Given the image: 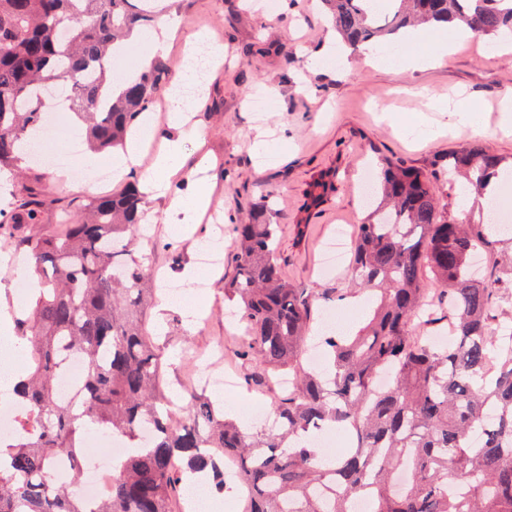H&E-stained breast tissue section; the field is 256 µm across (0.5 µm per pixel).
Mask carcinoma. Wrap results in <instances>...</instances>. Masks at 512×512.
<instances>
[{
    "mask_svg": "<svg viewBox=\"0 0 512 512\" xmlns=\"http://www.w3.org/2000/svg\"><path fill=\"white\" fill-rule=\"evenodd\" d=\"M349 47H372L416 25L458 20L478 36L512 40V0H323ZM132 0H0V170H19L17 143L44 126L37 89L68 83L67 107L85 122L93 152L125 147L130 127L165 87L152 61L122 94L109 93L108 65L124 33L150 22ZM506 159L476 142L441 157L434 173L484 195ZM0 214V238L27 248L37 277L28 316L17 320L35 361L13 394L32 429L0 443V512H179L173 492L191 474L218 493L224 456L252 492L249 512H353L369 494L372 512H512V263L474 278V255L493 248V222L460 224L422 172L380 163L374 200L352 244V287L376 295L355 333L321 339L325 367L302 355L317 296L291 287L278 254V225L233 226L236 274L224 294L245 324L240 355L266 374L288 375L274 426L248 432L204 392L178 408L165 378L170 356L146 330L152 299L149 255L129 253L141 236L142 195L130 184L92 198L58 235L35 238L36 192L24 188ZM447 330L448 343L433 336ZM84 364L78 408L55 398L61 347ZM392 381L379 386L382 373ZM337 430L350 442L326 465L307 449L310 432ZM91 429L122 434L128 452L112 486L91 507L76 480L63 483L60 456L82 464Z\"/></svg>",
    "mask_w": 512,
    "mask_h": 512,
    "instance_id": "1",
    "label": "carcinoma"
}]
</instances>
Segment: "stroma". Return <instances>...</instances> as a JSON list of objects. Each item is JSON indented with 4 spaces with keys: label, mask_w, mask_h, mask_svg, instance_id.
<instances>
[{
    "label": "stroma",
    "mask_w": 512,
    "mask_h": 512,
    "mask_svg": "<svg viewBox=\"0 0 512 512\" xmlns=\"http://www.w3.org/2000/svg\"><path fill=\"white\" fill-rule=\"evenodd\" d=\"M275 13L250 8L247 0H152L158 16L176 19L180 34L158 58L176 73L194 40L204 30L223 51V60L203 100L190 115L198 138L184 144L186 169L207 159L212 194L208 211L191 232L179 233L168 223L164 200L146 201L155 213L149 234L156 242L152 276L190 283L196 253L203 243L221 246V265L209 274L206 294L185 298L184 305H155L146 326L171 355L166 378L184 376L186 354L224 343V372L232 379L211 399L241 405L272 406L281 389L276 379L253 382L255 364L240 359L242 328L229 324L237 308L224 297V280L235 267L230 245L233 222L247 219L253 202L268 195L264 223L279 225L282 270L293 287L318 295L345 279L346 266L324 267V246L337 230L353 234L366 211L361 176L367 167L389 159L431 173L438 156L477 141L497 154L512 157V114L502 105L512 98V48L489 50L485 38L458 37L427 27L413 32L400 48L401 57L429 54L438 42L449 58L424 67H388L377 54L347 48L332 29L320 0H288ZM265 111L251 107L256 96ZM263 136L273 155L258 157L254 141ZM41 195L40 221L31 234L53 235L64 214L82 209L99 187L91 181L60 186L47 164L33 165L23 177L7 180L9 204L22 187ZM374 297L361 304L351 298L312 308L316 333L323 315L335 308L337 321L362 324ZM201 322H189L186 306Z\"/></svg>",
    "instance_id": "stroma-1"
}]
</instances>
